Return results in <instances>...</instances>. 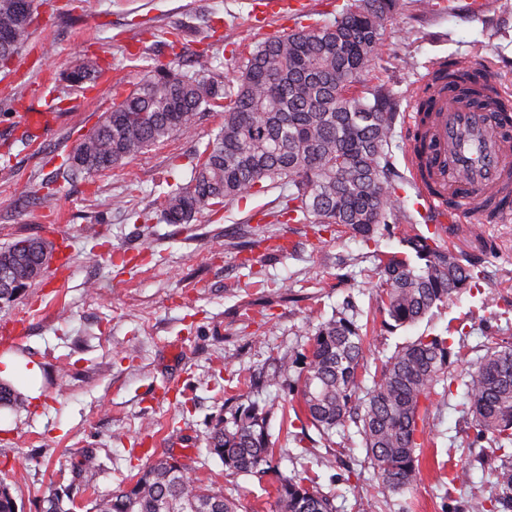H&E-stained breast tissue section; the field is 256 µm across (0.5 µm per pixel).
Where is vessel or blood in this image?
<instances>
[{
    "label": "vessel or blood",
    "mask_w": 512,
    "mask_h": 512,
    "mask_svg": "<svg viewBox=\"0 0 512 512\" xmlns=\"http://www.w3.org/2000/svg\"><path fill=\"white\" fill-rule=\"evenodd\" d=\"M496 103L471 104L456 87L437 98L425 158L407 152L411 181L429 223L453 224L462 214L493 213L512 222V124Z\"/></svg>",
    "instance_id": "1"
}]
</instances>
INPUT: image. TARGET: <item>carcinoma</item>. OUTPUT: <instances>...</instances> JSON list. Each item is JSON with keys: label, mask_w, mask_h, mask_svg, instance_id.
I'll return each mask as SVG.
<instances>
[{"label": "carcinoma", "mask_w": 512, "mask_h": 512, "mask_svg": "<svg viewBox=\"0 0 512 512\" xmlns=\"http://www.w3.org/2000/svg\"><path fill=\"white\" fill-rule=\"evenodd\" d=\"M0 0V69L7 70L30 37L36 0ZM395 0H354L331 24L312 23L273 35L256 45L237 66L236 86L211 75V63L197 56L193 69L155 66L124 99L62 157L50 185L118 167L177 134L191 135L202 108L224 105V123L208 142L188 186L164 195L159 209L169 224H188L263 189V182L288 180L283 214L288 221L324 227L336 224L369 239L379 225L401 222L394 208L397 187L389 178L395 119L390 95L381 87L357 89L378 56L387 14ZM75 87L93 85L90 61L61 73ZM482 105L489 86L466 63L438 75ZM437 87L418 103L415 152L422 155ZM405 251L374 255L382 277L378 311L385 329L413 325L465 290L479 288L472 263L434 239L409 229ZM55 248L40 237H17L0 247V302L8 304L49 268ZM349 304L314 328L301 354L297 378L300 412L330 437L351 419L363 439L367 460L383 489L405 492L420 473L425 419L432 396L452 394L460 382L469 395L470 415L495 453L512 459V342L492 340L464 379L450 368L461 356L454 330L421 335L399 346L359 400L366 336ZM21 403V394L0 380V408ZM270 410L251 404L237 410L232 425L218 421L208 451L236 474L263 478L276 449L270 443ZM97 453L85 448L72 465V478L42 498L40 512H70L81 498L86 512H247L222 488L192 477V467L162 456L110 494L99 495ZM278 512H336L308 470L275 487ZM0 512H19L12 487L0 478ZM469 512H512V465L501 466L496 493L469 504Z\"/></svg>", "instance_id": "1"}]
</instances>
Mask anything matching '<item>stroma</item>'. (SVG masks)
<instances>
[{
    "mask_svg": "<svg viewBox=\"0 0 512 512\" xmlns=\"http://www.w3.org/2000/svg\"><path fill=\"white\" fill-rule=\"evenodd\" d=\"M267 0H47L31 44L0 74V245L18 235L57 242V263L9 305L0 327L25 325L17 344L0 341V356L38 365L35 391L0 410V473L15 487L23 512H39L43 496L67 484L81 449L94 448L96 486L115 490L145 466L146 449L193 466L194 476L225 489L252 512H277L272 485L306 469L319 491L335 495L336 512H468L473 498L495 490L500 460L487 454L467 424L465 387L434 398L428 427L435 444L422 454L420 477L404 493L381 488L355 426L331 440L291 421L299 371L296 358L311 331L352 302L367 325L364 363L372 384L397 345L445 333L464 323L465 372L490 338H512V223L463 216L451 232L423 223L405 163V114L419 74L454 59L491 65L512 93V0H397L379 54L362 77L386 88L395 120L391 165L399 189L396 210L415 230L460 253L483 273L480 291H466L416 325L389 334L375 322L382 280L372 259L399 252L404 226H381L364 240L340 226L315 229L279 223L287 193L276 184L188 224L166 223L159 197L189 184L205 144L224 122L222 109L202 114L191 136H174L125 165L79 179L52 198H39L51 179L54 155L71 151L99 116L110 111L154 66L191 70L206 54L214 76L233 84L234 60L259 41L313 22L332 23L348 0H290L307 14L295 21L265 19ZM92 59L102 76L95 87L55 84L62 107L43 113L36 140L21 144L22 110L42 111L30 87L53 82L56 70ZM122 207H113V199ZM492 305H484V298ZM268 404L275 468L263 479L225 470L207 453L216 419L231 420L227 398ZM469 460L465 481L449 468Z\"/></svg>",
    "mask_w": 512,
    "mask_h": 512,
    "instance_id": "1",
    "label": "stroma"
}]
</instances>
